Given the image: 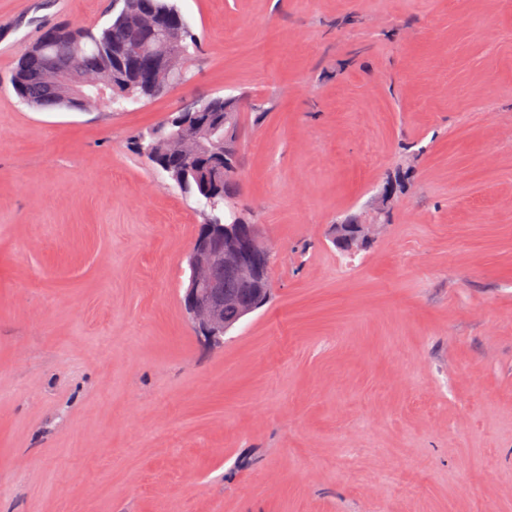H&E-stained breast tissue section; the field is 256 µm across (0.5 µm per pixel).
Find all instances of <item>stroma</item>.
<instances>
[{"label": "stroma", "mask_w": 512, "mask_h": 512, "mask_svg": "<svg viewBox=\"0 0 512 512\" xmlns=\"http://www.w3.org/2000/svg\"><path fill=\"white\" fill-rule=\"evenodd\" d=\"M173 2L186 83L47 112L16 61L112 2L0 0V512H512V0ZM217 95L272 297L213 344L132 142ZM382 217H388L384 208L380 209L378 216L370 224H334L332 228L333 243L345 250L363 247L374 237L379 226L384 223Z\"/></svg>", "instance_id": "obj_1"}]
</instances>
